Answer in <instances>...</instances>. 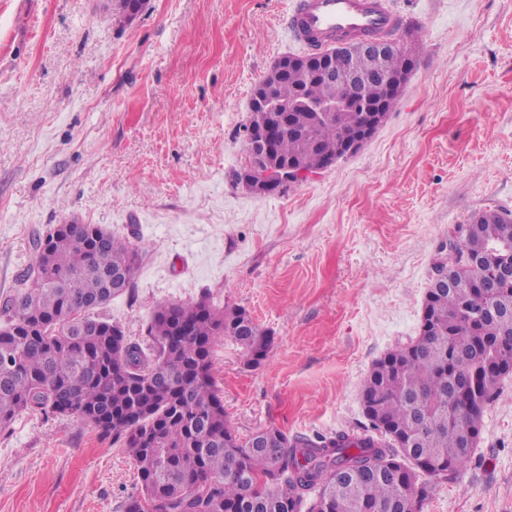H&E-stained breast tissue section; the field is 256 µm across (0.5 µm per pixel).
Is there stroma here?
Instances as JSON below:
<instances>
[{"instance_id": "obj_1", "label": "stroma", "mask_w": 512, "mask_h": 512, "mask_svg": "<svg viewBox=\"0 0 512 512\" xmlns=\"http://www.w3.org/2000/svg\"><path fill=\"white\" fill-rule=\"evenodd\" d=\"M415 66L355 154L273 195L234 181L252 91L284 56L293 0H0V298L56 225L97 224L143 253L99 314L143 342L155 305L209 297L273 334L260 365L214 347L228 425L363 430L360 389L419 334L438 243L512 214V0H394ZM123 443L27 411L0 431V512H123ZM423 512H512V377L469 467Z\"/></svg>"}]
</instances>
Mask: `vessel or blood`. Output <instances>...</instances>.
Returning a JSON list of instances; mask_svg holds the SVG:
<instances>
[{
    "mask_svg": "<svg viewBox=\"0 0 512 512\" xmlns=\"http://www.w3.org/2000/svg\"><path fill=\"white\" fill-rule=\"evenodd\" d=\"M400 21L392 0H295L286 17L294 43L320 52L348 41L388 38Z\"/></svg>",
    "mask_w": 512,
    "mask_h": 512,
    "instance_id": "b4317fda",
    "label": "vessel or blood"
}]
</instances>
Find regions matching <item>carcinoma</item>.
<instances>
[{"instance_id": "obj_1", "label": "carcinoma", "mask_w": 512, "mask_h": 512, "mask_svg": "<svg viewBox=\"0 0 512 512\" xmlns=\"http://www.w3.org/2000/svg\"><path fill=\"white\" fill-rule=\"evenodd\" d=\"M416 47L387 58L397 72ZM369 81L345 90L359 108L310 125L294 117L273 144L277 156L318 171L344 157L343 141L362 131L367 109L388 114L387 94L371 59ZM283 107L301 96L321 100L336 84L316 72L268 74ZM448 255L454 284L429 288L427 325L394 347L365 377L361 401L372 432L288 436L277 428L242 440L227 425L214 375L213 348L224 337L254 365L271 333L243 308L224 311L201 298L159 304L147 345L96 310L128 291L140 254L97 224L58 227L33 242L43 279L32 270L0 302V431L29 410L78 416L123 440L135 462L138 494L124 512H422L436 481L471 462L472 439L501 393L499 368H512V264L484 252L509 225L486 211ZM78 313L81 319L73 318Z\"/></svg>"}]
</instances>
